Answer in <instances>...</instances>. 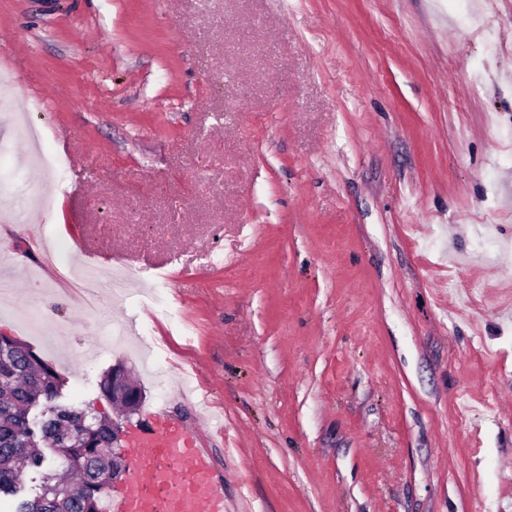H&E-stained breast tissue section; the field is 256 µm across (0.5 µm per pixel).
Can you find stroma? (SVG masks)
<instances>
[{"label": "stroma", "instance_id": "35a3bbf8", "mask_svg": "<svg viewBox=\"0 0 512 512\" xmlns=\"http://www.w3.org/2000/svg\"><path fill=\"white\" fill-rule=\"evenodd\" d=\"M0 70V180L56 201L0 222V334L63 403L124 362L228 512H512V0H0Z\"/></svg>", "mask_w": 512, "mask_h": 512}]
</instances>
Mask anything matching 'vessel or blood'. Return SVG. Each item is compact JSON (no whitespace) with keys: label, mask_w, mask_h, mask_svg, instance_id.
<instances>
[{"label":"vessel or blood","mask_w":512,"mask_h":512,"mask_svg":"<svg viewBox=\"0 0 512 512\" xmlns=\"http://www.w3.org/2000/svg\"><path fill=\"white\" fill-rule=\"evenodd\" d=\"M129 458L122 495L110 512H225L223 477L210 452L165 415H158L152 433L133 440ZM163 488L172 492L166 507L156 496Z\"/></svg>","instance_id":"1"}]
</instances>
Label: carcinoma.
Masks as SVG:
<instances>
[{
	"label": "carcinoma",
	"mask_w": 512,
	"mask_h": 512,
	"mask_svg": "<svg viewBox=\"0 0 512 512\" xmlns=\"http://www.w3.org/2000/svg\"><path fill=\"white\" fill-rule=\"evenodd\" d=\"M63 380L29 345L0 335V496L15 495L21 469L44 470L47 490L15 512H101L112 483V420L56 403ZM49 417L30 424L26 412Z\"/></svg>",
	"instance_id": "carcinoma-1"
}]
</instances>
